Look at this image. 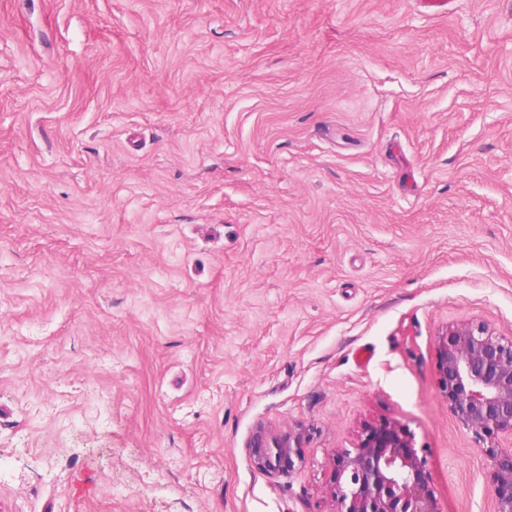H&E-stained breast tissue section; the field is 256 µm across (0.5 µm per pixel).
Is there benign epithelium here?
Listing matches in <instances>:
<instances>
[{
  "mask_svg": "<svg viewBox=\"0 0 512 512\" xmlns=\"http://www.w3.org/2000/svg\"><path fill=\"white\" fill-rule=\"evenodd\" d=\"M436 376L448 409L477 435L512 438V337L496 335L485 323L452 324L439 336ZM303 431L266 439L256 436V466L291 477L301 462ZM495 512H512V445L490 451ZM336 512H441L426 460L395 419L364 424L355 446L336 451Z\"/></svg>",
  "mask_w": 512,
  "mask_h": 512,
  "instance_id": "obj_1",
  "label": "benign epithelium"
}]
</instances>
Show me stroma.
Instances as JSON below:
<instances>
[{
    "instance_id": "obj_1",
    "label": "stroma",
    "mask_w": 512,
    "mask_h": 512,
    "mask_svg": "<svg viewBox=\"0 0 512 512\" xmlns=\"http://www.w3.org/2000/svg\"><path fill=\"white\" fill-rule=\"evenodd\" d=\"M470 321L512 336V0H0V512H336L383 418L494 512ZM435 370L463 428L512 440V337L497 336L483 322L448 325L437 341ZM303 437V431L299 427L288 429V434L273 438L270 442L264 435H257L251 446L254 463L270 474L291 477L301 462Z\"/></svg>"
}]
</instances>
